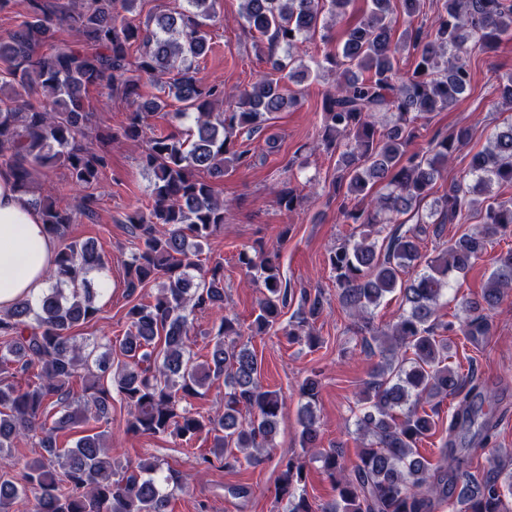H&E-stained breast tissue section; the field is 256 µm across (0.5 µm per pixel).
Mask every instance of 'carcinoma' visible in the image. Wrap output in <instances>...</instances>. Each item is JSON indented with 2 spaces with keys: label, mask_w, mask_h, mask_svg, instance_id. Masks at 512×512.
I'll return each mask as SVG.
<instances>
[{
  "label": "carcinoma",
  "mask_w": 512,
  "mask_h": 512,
  "mask_svg": "<svg viewBox=\"0 0 512 512\" xmlns=\"http://www.w3.org/2000/svg\"><path fill=\"white\" fill-rule=\"evenodd\" d=\"M130 13L136 0H27L26 19L0 35V163L15 175L18 191L30 196L45 232L61 241L50 270L48 288L33 302L21 299L0 311V512H9L19 498L31 512H169L171 494L179 486L171 472L158 477L151 458L136 465L112 461L106 431L79 437L59 448L56 437L91 422L108 423L113 395L127 406L126 431L178 439L186 444L205 433L214 438L211 454L197 457L200 467L214 463L231 470L243 453L248 457L274 447L278 417L285 401L260 384L261 363L248 340L267 334L294 292L283 282L279 256L262 248L239 253L246 275L262 288V297L245 325L224 304V263L206 267L203 246L224 227V201L213 179L227 166L249 165L253 155L238 144L269 127L277 112L295 104L281 92L283 79H307L311 68L297 63L293 48L327 29L325 14L345 16L354 0H240V17L250 31L282 53L270 51L271 71L235 93L198 76L196 59L208 50L205 21L213 0H184V6L135 24ZM431 30L412 25L423 0H370L369 8L344 30L336 50L315 63L316 71L336 77V90L323 100L322 138L328 148L342 147L336 160V184L346 191L340 205L344 222L356 232L332 249L328 266L342 304L361 323L355 333L364 351L379 357L366 381L355 415L357 462L346 467L336 449H320L315 405L321 382L315 376L299 387L301 444L317 449L321 468L336 498L313 506L299 492L306 479L305 462L281 461L277 496L287 512H434L450 498L460 512H512V470L489 461L481 478L465 457H454L453 472L442 461L457 432L465 427L489 435L491 420L476 401L486 400L484 386L470 372L459 373L447 361L452 337L484 331L486 312L512 292V252L498 257L481 291L459 302L465 317L459 323L437 317L440 301L451 287L449 274H465L495 240L512 233V201H501L492 187L512 186V122L488 136V145L474 153L465 176L435 195L453 154L469 136L460 128L436 133L426 150L411 152L416 124L448 109L471 86L463 60L468 44L492 49L512 35V0H439ZM401 7L411 24L397 38L393 14ZM71 32L72 45L53 53L39 48L54 41L58 26ZM143 50L130 63L128 49ZM416 52L412 72L401 76L396 56L405 46ZM168 75L161 94L140 103L126 125L95 139L144 138L143 167L151 174L152 209L135 211L128 223L139 246L125 261V287L132 295L159 282L153 300L126 312L128 331L119 341L121 359L94 356L95 349L76 342L72 329L90 322L100 311L101 297L90 278L106 268L105 255L90 242H65L78 217L94 219L96 198L85 195L71 205L52 195H32L38 169L63 167L83 187L99 180L106 155L88 140V93L101 90L125 100L140 97L139 80ZM181 103L178 119L193 114L185 132L147 133L148 120ZM394 119L378 127L374 116ZM378 184L384 192L366 211L360 204ZM424 207L415 225L398 216ZM475 214L479 224L444 243L433 258H423L419 240L427 232L440 238L444 225ZM389 227L380 237L383 227ZM414 275L405 279L408 269ZM397 293L403 305L396 320L376 331L370 316L386 296ZM220 312L210 358L196 362L191 345L195 311ZM324 311L321 292H300L288 335L304 337L315 347L313 324ZM36 381L21 388L16 375ZM224 381V412L202 415L184 405L187 399ZM81 382L82 394L72 392ZM458 399L448 416V440L433 464L418 445L434 435L439 408L448 397ZM43 450L28 461L12 455L24 441Z\"/></svg>",
  "instance_id": "1"
}]
</instances>
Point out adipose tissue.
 Returning <instances> with one entry per match:
<instances>
[{"instance_id": "adipose-tissue-1", "label": "adipose tissue", "mask_w": 512, "mask_h": 512, "mask_svg": "<svg viewBox=\"0 0 512 512\" xmlns=\"http://www.w3.org/2000/svg\"><path fill=\"white\" fill-rule=\"evenodd\" d=\"M55 252L40 214L18 192L12 172L0 168V310L41 295Z\"/></svg>"}]
</instances>
